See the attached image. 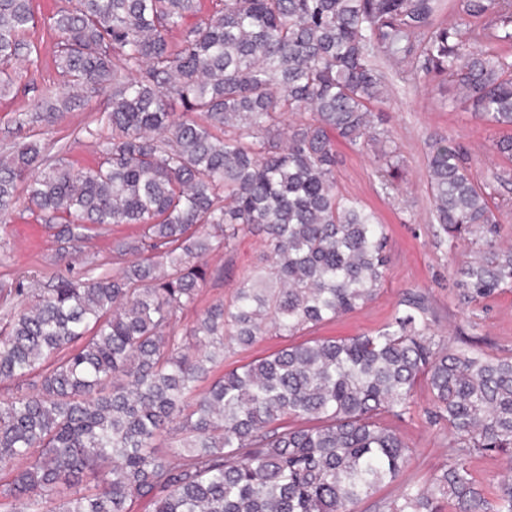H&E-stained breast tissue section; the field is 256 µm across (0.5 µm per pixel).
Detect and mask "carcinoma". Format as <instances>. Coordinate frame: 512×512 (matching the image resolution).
<instances>
[{
	"mask_svg": "<svg viewBox=\"0 0 512 512\" xmlns=\"http://www.w3.org/2000/svg\"><path fill=\"white\" fill-rule=\"evenodd\" d=\"M442 0H73L49 18L61 90L35 121L107 96L111 135L96 166L43 161L34 141L0 158V213L18 189L60 241L114 224L139 238L50 288H16L0 326V382L37 370L31 390L0 396V512H352L385 484L389 512H512V482L490 500L466 464L495 452L512 471V355L447 351L428 334L420 296L370 334L290 345L231 369L204 392L227 342L293 336L373 300L388 262L386 225L336 187V140L377 147L394 188L401 158L373 108L386 99L377 61L412 60L448 76L486 123L512 129V59L478 47L512 40V0H458L480 29L437 24ZM32 0H0V89L35 51ZM182 116L175 118L174 105ZM288 114L301 119L282 128ZM432 218L479 245L456 270L467 303L512 288V248L487 184L446 138L429 144ZM246 230L270 263L232 303L187 332L180 314L207 280L204 259ZM425 377L434 420L458 453L414 489L409 448L386 424ZM176 422L169 453L156 441Z\"/></svg>",
	"mask_w": 512,
	"mask_h": 512,
	"instance_id": "carcinoma-1",
	"label": "carcinoma"
}]
</instances>
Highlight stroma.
Wrapping results in <instances>:
<instances>
[{"label":"stroma","instance_id":"35a3bbf8","mask_svg":"<svg viewBox=\"0 0 512 512\" xmlns=\"http://www.w3.org/2000/svg\"><path fill=\"white\" fill-rule=\"evenodd\" d=\"M62 3L33 0L38 22L28 38L38 46L39 58L31 64H15L14 84L9 93L0 96V155L15 144L36 140L47 144L48 159L61 157L87 168L99 159L94 137L110 133L104 120V101L65 112L49 125L18 122L20 114L31 112L45 89L60 85L53 58L57 35L48 19ZM379 66L386 77L387 99L378 111L403 160V177L395 192L384 193L375 176L373 152L340 142L336 145V183L341 194L361 200L387 226L389 263L381 289L366 305L297 335L269 332L249 348H225L224 363L215 368V375L291 345L375 331L413 294L424 298L430 333L441 347L512 355V288L470 304L459 302L454 270L474 256L476 247L467 240L437 236L427 168L429 143L445 136L467 151L471 172L478 180L495 171H512V162L490 150L492 140L502 136L503 130L466 111L441 78L384 60ZM139 234L137 225H113L77 251L57 241L52 230L29 210L26 198H19L12 211L0 215V288L34 284L45 288L58 277L82 273L89 261L111 264L113 243ZM267 252L261 236L247 233L231 249L208 257L209 275L195 306L182 313V329L192 327L211 304L230 301L239 282L262 265ZM432 410L427 382L422 379L409 409L390 421L410 448L404 479L417 488L428 485L434 472L455 452L447 423L433 422Z\"/></svg>","mask_w":512,"mask_h":512}]
</instances>
